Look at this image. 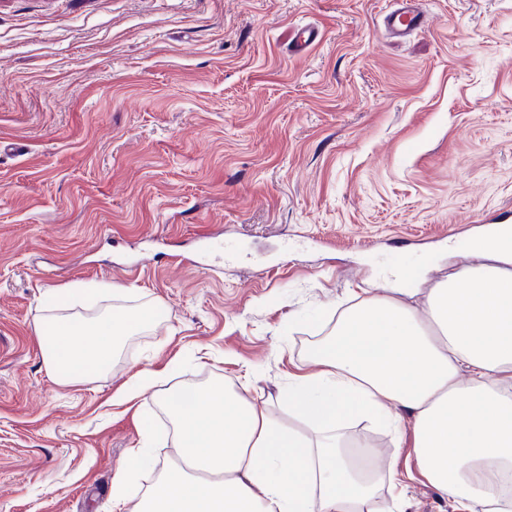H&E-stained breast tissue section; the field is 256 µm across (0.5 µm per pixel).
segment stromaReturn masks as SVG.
<instances>
[{
	"instance_id": "obj_1",
	"label": "stroma",
	"mask_w": 512,
	"mask_h": 512,
	"mask_svg": "<svg viewBox=\"0 0 512 512\" xmlns=\"http://www.w3.org/2000/svg\"><path fill=\"white\" fill-rule=\"evenodd\" d=\"M393 7L0 0V512H119L130 449L153 444L137 489L176 466L163 402L189 383L298 426L288 384L338 311L425 299L512 224V0H424L402 41ZM142 307L111 367L47 371L37 326ZM143 370L155 385L111 406ZM344 434L395 467L409 512H455L385 427Z\"/></svg>"
}]
</instances>
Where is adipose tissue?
Masks as SVG:
<instances>
[{
    "label": "adipose tissue",
    "instance_id": "obj_1",
    "mask_svg": "<svg viewBox=\"0 0 512 512\" xmlns=\"http://www.w3.org/2000/svg\"><path fill=\"white\" fill-rule=\"evenodd\" d=\"M148 311L112 316L77 340L57 320L39 331L47 368L71 379L108 367ZM319 372L289 390L306 430L281 424L224 380L167 407L182 466L139 500L137 512H371L377 452L344 441L355 415L394 430L413 422L411 455L456 512H512V225L474 241L467 263L427 297L426 311L388 295L359 302L312 352Z\"/></svg>",
    "mask_w": 512,
    "mask_h": 512
}]
</instances>
